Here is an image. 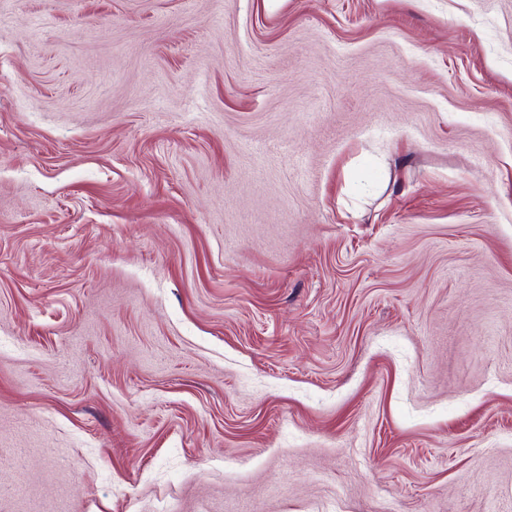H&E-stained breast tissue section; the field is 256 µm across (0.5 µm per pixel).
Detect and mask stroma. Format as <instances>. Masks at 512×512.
Returning a JSON list of instances; mask_svg holds the SVG:
<instances>
[{
	"instance_id": "obj_1",
	"label": "stroma",
	"mask_w": 512,
	"mask_h": 512,
	"mask_svg": "<svg viewBox=\"0 0 512 512\" xmlns=\"http://www.w3.org/2000/svg\"><path fill=\"white\" fill-rule=\"evenodd\" d=\"M512 512V0H0V512Z\"/></svg>"
}]
</instances>
